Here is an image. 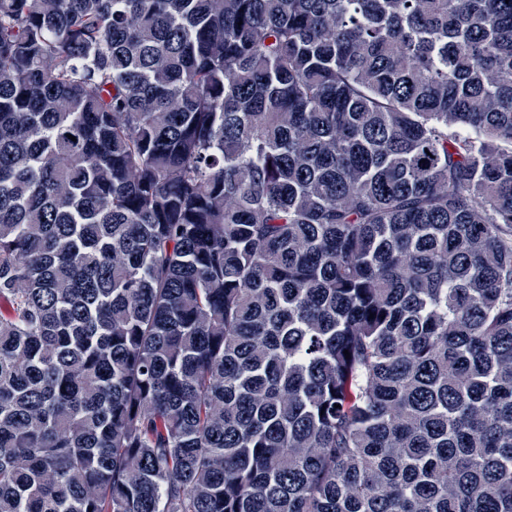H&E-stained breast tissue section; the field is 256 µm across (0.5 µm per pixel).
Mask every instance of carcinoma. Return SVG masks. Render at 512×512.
<instances>
[{
	"mask_svg": "<svg viewBox=\"0 0 512 512\" xmlns=\"http://www.w3.org/2000/svg\"><path fill=\"white\" fill-rule=\"evenodd\" d=\"M0 512H512V0H0Z\"/></svg>",
	"mask_w": 512,
	"mask_h": 512,
	"instance_id": "obj_1",
	"label": "carcinoma"
}]
</instances>
